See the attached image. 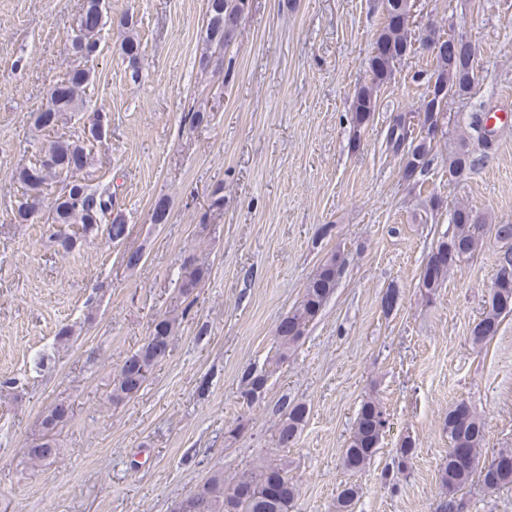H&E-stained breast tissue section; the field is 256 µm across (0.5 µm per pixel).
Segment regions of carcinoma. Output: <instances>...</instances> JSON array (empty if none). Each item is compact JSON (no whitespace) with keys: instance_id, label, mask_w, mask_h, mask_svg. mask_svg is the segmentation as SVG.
<instances>
[{"instance_id":"obj_1","label":"carcinoma","mask_w":512,"mask_h":512,"mask_svg":"<svg viewBox=\"0 0 512 512\" xmlns=\"http://www.w3.org/2000/svg\"><path fill=\"white\" fill-rule=\"evenodd\" d=\"M247 0H207V44L201 56V69H206L215 58V50L228 46L235 34L240 19L245 15ZM387 13L402 12L399 24L387 22L374 40V53L369 59L370 80L357 91L352 104L354 140H359L360 132L366 128L378 107L377 89L392 76L397 62L411 49L408 41L410 29L409 14L404 12L403 0H383ZM122 33L121 42L124 55L134 61L139 54L140 43L128 35L132 20L127 16L119 19ZM104 22V9L100 0H85L82 12L76 21L74 35L69 39L72 65L64 79L50 89L45 106L35 114V123L44 129L51 118H59L64 112L85 110L84 95L92 80L93 73L86 67L89 59L100 53V37ZM474 55L472 43L462 38L453 43L451 50L433 54L436 66L430 79L439 85L444 94L437 97L431 87H426L420 112L424 123L439 128V134H448L451 115L448 114V100L469 94L474 83V69L471 57ZM490 132L483 119L472 117L469 131H459L454 147L448 152V180L459 181L475 170L478 159L470 149L471 141H487ZM436 136L426 135L407 138L398 120H393L387 132V145L404 157L401 177L404 181H419L428 172L433 161ZM91 164V153L83 140L61 137L47 141L39 150L36 161L22 167L16 173V180L22 189L15 221L26 224L34 220L45 196L53 187L61 186L52 202V223L57 226L53 233L54 241L64 251L69 252L78 244L76 235L66 228L78 224L83 238L103 233L112 242L124 241L130 232L129 225L119 213H114L113 193L110 187H92L78 176L68 181L69 173H81ZM170 213V199L157 198L153 203L152 218L156 224H163ZM452 230L444 233L428 255L427 263L432 265L431 275H422L419 287L431 299L437 290L448 280L450 269L470 259L482 246L487 234L506 245L498 259L497 271L490 289L488 300L479 321L471 330V340L475 345L492 339L499 328L502 317L512 313V224H485V219L471 208L461 205L450 214ZM339 255L332 254L320 265L307 283L303 299L288 312L276 327L278 360H283L307 334L310 324L317 318L336 288L339 274ZM207 271L187 259L182 265L179 292L184 299L193 295ZM190 306L178 312L170 311L156 318L152 323L147 340L123 361L114 380L110 399L120 403L138 395L155 366V347L174 336ZM242 379L247 390L243 399L251 404L263 394L267 373H258L250 368L244 370ZM275 412L279 421L274 431V440L279 448L294 445L305 424L307 408L300 402L282 396ZM69 417L67 410L53 405L43 419L44 428L52 430L59 422ZM387 418L384 406L377 399L363 402L356 418L353 433L344 448L342 464L345 470L356 472L363 469L372 459L383 437ZM448 432V456L440 464L439 480L445 491L441 508L443 512H457L461 508L454 494L465 486L475 470H480L484 486L496 490L512 486V449H501L491 461L479 466L480 451L486 441V424L470 407L461 402L448 410L445 419ZM31 460L47 462L59 454L58 444L51 435H44L43 441L28 449ZM299 493L297 485L288 478L287 470L281 464H264L256 470L238 477L236 482L224 487V472L216 471L196 490L188 494V512H290ZM359 496V488L347 484L339 492L336 500L337 512H351L354 501Z\"/></svg>"}]
</instances>
